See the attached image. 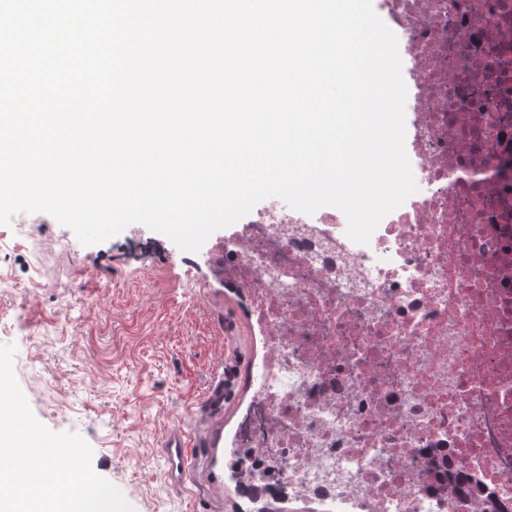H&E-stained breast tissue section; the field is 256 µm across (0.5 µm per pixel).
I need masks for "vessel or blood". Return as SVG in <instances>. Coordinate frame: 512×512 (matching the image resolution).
<instances>
[{"label": "vessel or blood", "mask_w": 512, "mask_h": 512, "mask_svg": "<svg viewBox=\"0 0 512 512\" xmlns=\"http://www.w3.org/2000/svg\"><path fill=\"white\" fill-rule=\"evenodd\" d=\"M200 410L208 414L207 424L188 433L180 429L170 431L164 439V454L175 484L196 482L200 473H207L206 500L220 504L224 501L223 377L215 378Z\"/></svg>", "instance_id": "1"}]
</instances>
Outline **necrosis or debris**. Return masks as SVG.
Instances as JSON below:
<instances>
[{"label":"necrosis or debris","instance_id":"obj_1","mask_svg":"<svg viewBox=\"0 0 512 512\" xmlns=\"http://www.w3.org/2000/svg\"><path fill=\"white\" fill-rule=\"evenodd\" d=\"M416 191L368 244L275 201L212 249L262 339L230 436L258 502L512 512V0H382Z\"/></svg>","mask_w":512,"mask_h":512}]
</instances>
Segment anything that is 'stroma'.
I'll return each mask as SVG.
<instances>
[{"mask_svg":"<svg viewBox=\"0 0 512 512\" xmlns=\"http://www.w3.org/2000/svg\"><path fill=\"white\" fill-rule=\"evenodd\" d=\"M0 225V344L34 416L92 447L93 471L135 512H198L174 487L167 431L191 430L223 366L224 431H234L262 351L249 311L223 279L193 265L164 234L129 225L85 246L45 212Z\"/></svg>","mask_w":512,"mask_h":512,"instance_id":"stroma-1","label":"stroma"}]
</instances>
